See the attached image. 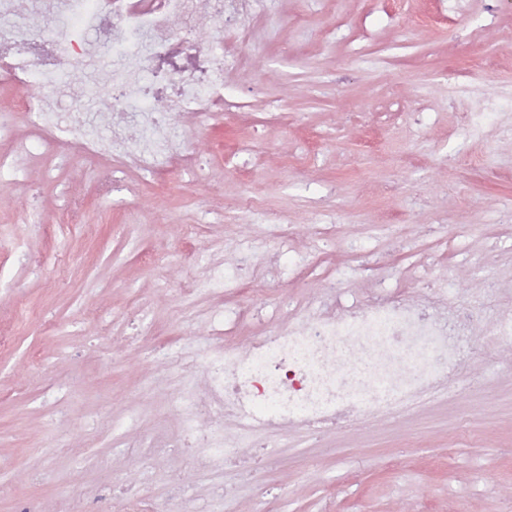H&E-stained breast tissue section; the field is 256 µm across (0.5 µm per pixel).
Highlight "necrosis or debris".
Segmentation results:
<instances>
[{
	"label": "necrosis or debris",
	"instance_id": "necrosis-or-debris-1",
	"mask_svg": "<svg viewBox=\"0 0 512 512\" xmlns=\"http://www.w3.org/2000/svg\"><path fill=\"white\" fill-rule=\"evenodd\" d=\"M244 0H0V77L20 91L15 105L32 131L12 137L0 119V170L22 166L33 149L78 145L84 158L105 159L114 171H136L160 182L174 170L194 169L190 129L174 117L214 115L227 104L224 72L242 64L224 33L243 16ZM121 47L112 72L103 51ZM79 68L112 104L110 132L98 135L87 112L66 109V92L34 91L35 75ZM341 292L306 303V317L253 337L248 356L232 342L207 361L157 346L158 374L169 379L196 369L205 399L186 405L188 425L171 447L220 470L230 464L251 479L261 450L243 455L216 446L225 418L256 428L288 425L334 429L362 416L393 411L406 397L460 378L453 337L471 316L456 302L425 301L380 290L353 304Z\"/></svg>",
	"mask_w": 512,
	"mask_h": 512
}]
</instances>
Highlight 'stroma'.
<instances>
[{
	"label": "stroma",
	"instance_id": "stroma-1",
	"mask_svg": "<svg viewBox=\"0 0 512 512\" xmlns=\"http://www.w3.org/2000/svg\"><path fill=\"white\" fill-rule=\"evenodd\" d=\"M244 24L225 34L247 60L224 75L234 106L196 128L193 172L103 197L109 164L63 146L0 174V512H105L121 479L173 512H512V335L482 327L512 301V0H262ZM243 254L257 269L236 282ZM330 277L349 300L444 289L482 316L462 384L243 436L266 442L264 474L214 493L169 445L206 386L158 380L155 345L217 349L197 321L220 310L247 350Z\"/></svg>",
	"mask_w": 512,
	"mask_h": 512
}]
</instances>
